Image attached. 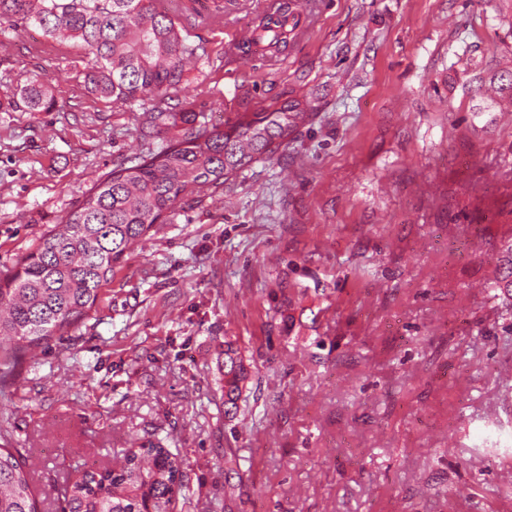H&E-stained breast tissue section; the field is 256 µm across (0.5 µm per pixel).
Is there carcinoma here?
Returning <instances> with one entry per match:
<instances>
[{
  "label": "carcinoma",
  "mask_w": 512,
  "mask_h": 512,
  "mask_svg": "<svg viewBox=\"0 0 512 512\" xmlns=\"http://www.w3.org/2000/svg\"><path fill=\"white\" fill-rule=\"evenodd\" d=\"M289 4L261 28L279 40ZM37 24L45 35L82 42L94 64L87 89L115 103L151 100L135 116L145 150L123 158L82 200L59 216L12 271L0 274V388L31 353L70 334L94 309L101 287L135 244L172 213L180 198L224 190L228 175L255 153H274L304 119L297 103L227 126L165 105L183 84L186 41L156 0H0V24ZM30 112L53 105L48 80L19 90ZM162 140L156 144V140ZM224 403L237 408L247 369L232 344L218 353ZM181 462L162 441L130 450L115 467L85 470L64 491V512H171ZM0 512H38L20 460L0 447Z\"/></svg>",
  "instance_id": "cac0c4a2"
}]
</instances>
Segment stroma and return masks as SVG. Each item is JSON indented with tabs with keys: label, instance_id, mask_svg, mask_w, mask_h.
Listing matches in <instances>:
<instances>
[{
	"label": "stroma",
	"instance_id": "35a3bbf8",
	"mask_svg": "<svg viewBox=\"0 0 512 512\" xmlns=\"http://www.w3.org/2000/svg\"><path fill=\"white\" fill-rule=\"evenodd\" d=\"M262 3L174 0L207 54L173 102L305 120L178 201L17 367L0 441L40 512L156 439L182 461L174 512H512V0H296L265 62L235 45ZM92 63L0 26L1 272L141 148L139 103L88 92ZM36 76L50 111L20 99ZM227 340L248 368L234 415Z\"/></svg>",
	"mask_w": 512,
	"mask_h": 512
}]
</instances>
